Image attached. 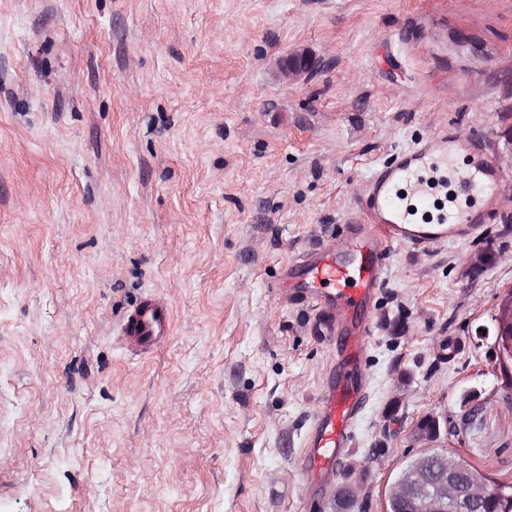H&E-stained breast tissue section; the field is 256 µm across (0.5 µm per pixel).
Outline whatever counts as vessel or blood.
Here are the masks:
<instances>
[{
  "instance_id": "1",
  "label": "vessel or blood",
  "mask_w": 512,
  "mask_h": 512,
  "mask_svg": "<svg viewBox=\"0 0 512 512\" xmlns=\"http://www.w3.org/2000/svg\"><path fill=\"white\" fill-rule=\"evenodd\" d=\"M472 150L470 142L438 134L402 151L365 181L359 209L344 220L342 246L323 243L306 249L287 267L285 293L317 311L335 357L299 462L313 490L325 489L342 469L355 422L369 400L363 363L374 334L372 303L387 278L390 247L430 252L461 237L476 221L473 202L493 190L497 176L483 159L463 169L455 166L456 155ZM437 183L453 184L468 204L442 208L435 223H417L416 213L432 207ZM170 327L167 302L149 296L123 315L119 340L128 350L145 353L168 336Z\"/></svg>"
}]
</instances>
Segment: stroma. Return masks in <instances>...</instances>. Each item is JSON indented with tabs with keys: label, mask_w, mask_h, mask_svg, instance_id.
<instances>
[{
	"label": "stroma",
	"mask_w": 512,
	"mask_h": 512,
	"mask_svg": "<svg viewBox=\"0 0 512 512\" xmlns=\"http://www.w3.org/2000/svg\"><path fill=\"white\" fill-rule=\"evenodd\" d=\"M443 128L500 181L469 235L390 257L336 480L366 512L424 448L512 483L478 333L512 290V0H0V512H336L298 463L333 351L276 285ZM149 294L171 332L136 355ZM316 61L308 53L291 54L285 63V71L288 77L309 76L315 69ZM170 327L167 302L149 296L123 315L118 339L132 352L147 353L168 336Z\"/></svg>",
	"instance_id": "35a3bbf8"
}]
</instances>
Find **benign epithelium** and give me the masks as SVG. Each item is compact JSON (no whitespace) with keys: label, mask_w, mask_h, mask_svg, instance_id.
Segmentation results:
<instances>
[{"label":"benign epithelium","mask_w":512,"mask_h":512,"mask_svg":"<svg viewBox=\"0 0 512 512\" xmlns=\"http://www.w3.org/2000/svg\"><path fill=\"white\" fill-rule=\"evenodd\" d=\"M315 66L310 54L294 53L286 60L285 71L290 77L308 76ZM493 321L495 357L506 367L512 361V293L501 301ZM389 496L404 500L405 512H501L505 503L502 487L436 448L421 451L418 468L403 486L391 487Z\"/></svg>","instance_id":"7a95c632"}]
</instances>
